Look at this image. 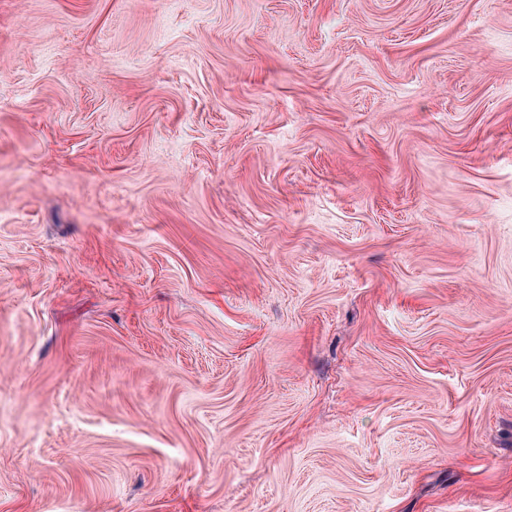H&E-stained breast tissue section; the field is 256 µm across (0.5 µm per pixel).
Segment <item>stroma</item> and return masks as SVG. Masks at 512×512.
I'll return each mask as SVG.
<instances>
[{"label":"stroma","mask_w":512,"mask_h":512,"mask_svg":"<svg viewBox=\"0 0 512 512\" xmlns=\"http://www.w3.org/2000/svg\"><path fill=\"white\" fill-rule=\"evenodd\" d=\"M0 512H512V0H0Z\"/></svg>","instance_id":"obj_1"}]
</instances>
